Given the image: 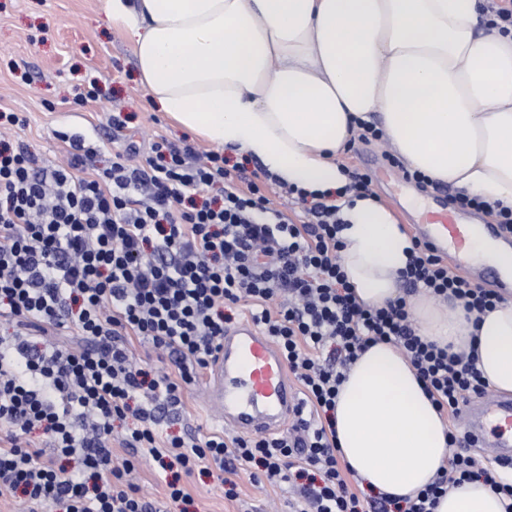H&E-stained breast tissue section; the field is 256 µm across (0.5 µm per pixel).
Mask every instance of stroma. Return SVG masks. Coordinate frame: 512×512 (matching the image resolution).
<instances>
[{"mask_svg": "<svg viewBox=\"0 0 512 512\" xmlns=\"http://www.w3.org/2000/svg\"><path fill=\"white\" fill-rule=\"evenodd\" d=\"M96 84L95 98L80 102L77 90ZM0 105L21 113L24 126L6 140L29 144L40 161L65 162L67 146L57 130L87 134L96 150V166L111 164L128 144L147 147L157 137L205 151V144L173 126L156 111L139 82L134 57L124 35L108 24L104 0H0ZM128 115L121 135H114V111ZM373 194L404 227L419 223L424 209L438 198H452L448 184L413 185L395 201L392 182H373ZM203 380L183 385L181 403L159 426L164 434L203 437L223 429ZM197 512H289L287 486L250 480L240 471L239 498L226 500L216 478L202 472L185 479Z\"/></svg>", "mask_w": 512, "mask_h": 512, "instance_id": "stroma-1", "label": "stroma"}]
</instances>
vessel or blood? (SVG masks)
I'll list each match as a JSON object with an SVG mask.
<instances>
[{"label": "vessel or blood", "instance_id": "1", "mask_svg": "<svg viewBox=\"0 0 512 512\" xmlns=\"http://www.w3.org/2000/svg\"><path fill=\"white\" fill-rule=\"evenodd\" d=\"M469 231V225L444 205L427 209L416 227L421 240L464 273L471 270ZM207 393L226 426L252 436L278 430L298 403L280 348L250 322L225 330L208 370ZM463 418L472 439L493 448L512 447V396L485 395L478 406L464 408Z\"/></svg>", "mask_w": 512, "mask_h": 512}]
</instances>
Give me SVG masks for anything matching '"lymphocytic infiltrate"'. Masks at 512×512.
Masks as SVG:
<instances>
[{"instance_id":"obj_1","label":"lymphocytic infiltrate","mask_w":512,"mask_h":512,"mask_svg":"<svg viewBox=\"0 0 512 512\" xmlns=\"http://www.w3.org/2000/svg\"><path fill=\"white\" fill-rule=\"evenodd\" d=\"M68 166L39 163L29 145L0 146V497L27 512H170L200 464L236 498L238 464L286 483L291 512H434L449 486L481 479L512 512V482L479 467L457 435L449 466L415 498L352 491L336 441V396L359 352L377 342L411 361L438 410L459 417L488 385L473 359L425 341L409 298L455 299L481 313L502 301L414 240L404 294L381 308L357 300L341 265L340 199L371 192L354 170L333 198L299 193L297 223L217 152L166 139L128 145L110 167L79 173L92 149L66 131ZM248 313L281 349L300 384L288 435L162 436V413L206 371L236 315ZM82 337L63 348L61 333ZM151 341L153 372L129 341ZM119 438L127 455L114 459ZM148 464L164 498L130 475Z\"/></svg>"}]
</instances>
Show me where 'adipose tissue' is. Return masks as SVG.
<instances>
[{"instance_id":"ef3b65f1","label":"adipose tissue","mask_w":512,"mask_h":512,"mask_svg":"<svg viewBox=\"0 0 512 512\" xmlns=\"http://www.w3.org/2000/svg\"><path fill=\"white\" fill-rule=\"evenodd\" d=\"M484 0H105L157 111L205 142L260 161L284 185L328 191L338 158L374 124L412 172L512 209V34ZM342 264L359 301L401 293L412 242L374 198L342 199ZM420 334L473 357L512 395V297L470 313L416 298ZM341 458L360 482L414 497L448 460V423L410 361L379 342L336 397ZM480 480L450 486L435 512H503Z\"/></svg>"}]
</instances>
